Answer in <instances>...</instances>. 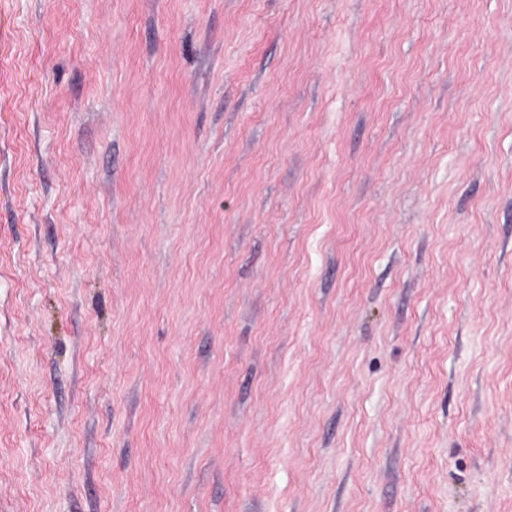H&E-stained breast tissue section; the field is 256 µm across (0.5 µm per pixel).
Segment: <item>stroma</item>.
Returning <instances> with one entry per match:
<instances>
[{
    "mask_svg": "<svg viewBox=\"0 0 512 512\" xmlns=\"http://www.w3.org/2000/svg\"><path fill=\"white\" fill-rule=\"evenodd\" d=\"M0 512H512V0H0Z\"/></svg>",
    "mask_w": 512,
    "mask_h": 512,
    "instance_id": "stroma-1",
    "label": "stroma"
}]
</instances>
